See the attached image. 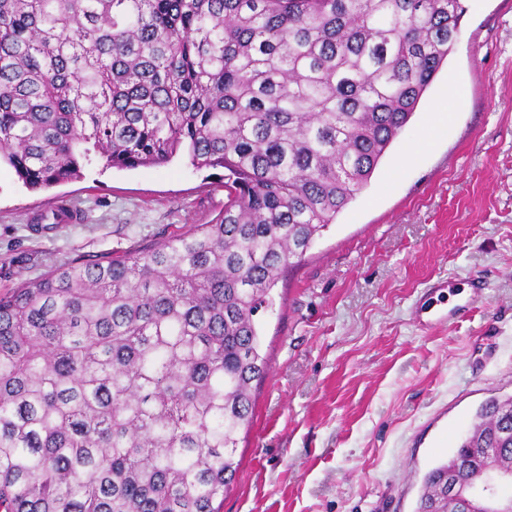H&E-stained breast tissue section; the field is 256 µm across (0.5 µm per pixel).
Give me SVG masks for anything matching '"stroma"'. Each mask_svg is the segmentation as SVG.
Segmentation results:
<instances>
[{
    "instance_id": "obj_1",
    "label": "stroma",
    "mask_w": 512,
    "mask_h": 512,
    "mask_svg": "<svg viewBox=\"0 0 512 512\" xmlns=\"http://www.w3.org/2000/svg\"><path fill=\"white\" fill-rule=\"evenodd\" d=\"M462 4L411 121L260 317L270 372L222 512H414L479 406L512 395V0ZM223 183L184 155L132 170L98 159L41 192L1 165L0 292L211 223ZM64 203L79 222L45 223ZM438 279L448 289L429 292ZM473 284L470 312L420 329L419 310Z\"/></svg>"
}]
</instances>
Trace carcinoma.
<instances>
[{
    "mask_svg": "<svg viewBox=\"0 0 512 512\" xmlns=\"http://www.w3.org/2000/svg\"><path fill=\"white\" fill-rule=\"evenodd\" d=\"M461 0H0V163L225 170L215 222L0 295V512H220L281 274L367 185L447 61ZM512 472L493 397L448 469Z\"/></svg>",
    "mask_w": 512,
    "mask_h": 512,
    "instance_id": "1",
    "label": "carcinoma"
}]
</instances>
